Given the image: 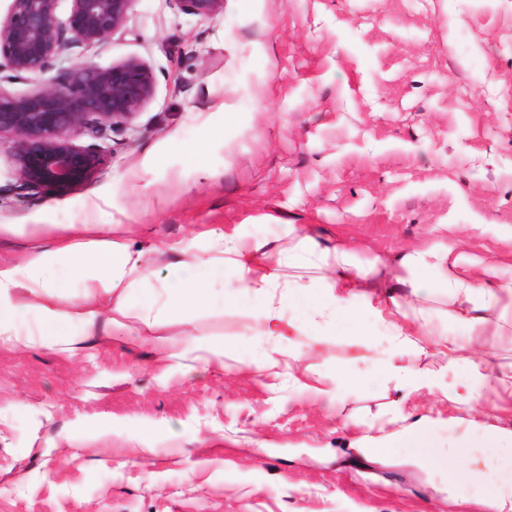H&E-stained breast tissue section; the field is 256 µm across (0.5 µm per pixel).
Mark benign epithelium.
I'll list each match as a JSON object with an SVG mask.
<instances>
[{
	"label": "benign epithelium",
	"instance_id": "7a95c632",
	"mask_svg": "<svg viewBox=\"0 0 512 512\" xmlns=\"http://www.w3.org/2000/svg\"><path fill=\"white\" fill-rule=\"evenodd\" d=\"M10 0L0 17V68L6 80H28L34 89L14 95L0 87V133L14 136L10 159L15 174L11 196L65 192L90 179L102 163L97 141L121 132L150 102L155 77L141 60L109 67L77 62L56 78L44 75L53 62L77 47L104 46L125 31L134 0ZM203 20L224 11V0H175ZM91 143H78L81 138Z\"/></svg>",
	"mask_w": 512,
	"mask_h": 512
}]
</instances>
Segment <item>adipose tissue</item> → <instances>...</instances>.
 Segmentation results:
<instances>
[{
  "label": "adipose tissue",
  "instance_id": "1",
  "mask_svg": "<svg viewBox=\"0 0 512 512\" xmlns=\"http://www.w3.org/2000/svg\"><path fill=\"white\" fill-rule=\"evenodd\" d=\"M288 246L273 249L247 237L241 228L212 230L205 258L182 247L177 265L183 277H159L143 252L131 249L109 224H67L61 233L38 241L19 264H0V344L75 352L103 350L123 340L130 301L144 291L142 323L149 328L183 323L210 308L215 299L225 307H248L258 335L269 342L264 359L251 363L261 376L275 375L280 344L289 336H328L338 332L364 351L380 350L379 372L401 383L408 393L438 391L453 409L456 422L471 425L466 445L482 451V466L458 469L452 456L434 450L429 421L418 418L377 439L371 451L382 454L394 444L408 443L423 451L424 464L440 469L449 482L459 473L482 486L485 512H512V489L498 480L495 462L512 459V431L485 423L479 399L490 383L512 397V368H496L488 348L486 315L512 309V281L494 277V265L459 267L448 248L404 254L400 261L411 279L403 293L381 291L380 276L389 265L382 259L359 265L340 246L323 249L301 226L285 229ZM80 289L69 299L52 284L56 265ZM232 273L229 287L215 279ZM446 297L452 328L430 327L426 304ZM155 354L175 358L190 353L197 370L224 365L223 341L200 338L176 348L164 337L152 338ZM432 355L441 362L437 378L404 364L409 352Z\"/></svg>",
  "mask_w": 512,
  "mask_h": 512
}]
</instances>
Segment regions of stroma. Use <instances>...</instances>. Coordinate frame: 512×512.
Here are the masks:
<instances>
[{"mask_svg": "<svg viewBox=\"0 0 512 512\" xmlns=\"http://www.w3.org/2000/svg\"><path fill=\"white\" fill-rule=\"evenodd\" d=\"M143 61L154 95L103 140L88 181L0 207V262L63 224H119L159 275L212 229L283 249L297 224L356 259L500 255L512 279V0H224L201 20L175 0H134L127 30L54 62ZM128 347L71 355L0 346V512H483L404 445L362 453L361 424L398 413L460 438L437 397L367 382L341 403L250 374L266 351L246 310L214 303L164 327L224 343L225 370ZM301 370L355 366L341 336H297ZM112 424L94 438L83 423ZM150 431L152 451L139 455Z\"/></svg>", "mask_w": 512, "mask_h": 512, "instance_id": "35a3bbf8", "label": "stroma"}]
</instances>
